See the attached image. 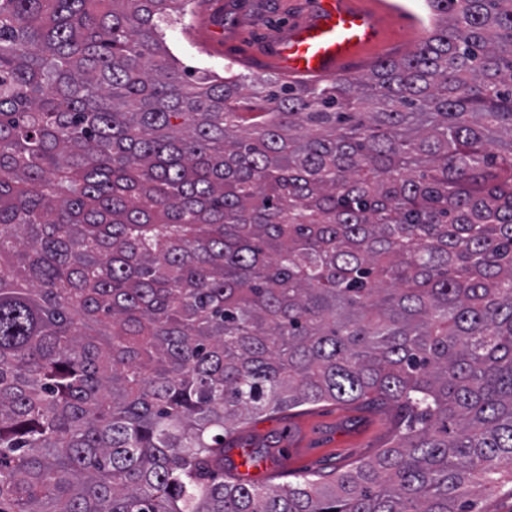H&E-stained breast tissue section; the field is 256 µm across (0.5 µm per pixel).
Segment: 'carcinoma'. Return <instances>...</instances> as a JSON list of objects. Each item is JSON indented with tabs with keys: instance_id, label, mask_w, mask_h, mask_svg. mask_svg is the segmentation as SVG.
<instances>
[{
	"instance_id": "1",
	"label": "carcinoma",
	"mask_w": 512,
	"mask_h": 512,
	"mask_svg": "<svg viewBox=\"0 0 512 512\" xmlns=\"http://www.w3.org/2000/svg\"><path fill=\"white\" fill-rule=\"evenodd\" d=\"M192 0H0V512H483L512 492V0L327 80L177 66ZM392 441L281 485L223 439ZM291 415L261 416L255 423L234 435L242 440L272 441L276 448H295L296 455L280 451L277 461L282 477L268 483L261 477L255 485L285 483L300 470L329 471L372 457L387 443L393 432L395 409L374 410L334 402L305 407ZM295 466V468H292Z\"/></svg>"
}]
</instances>
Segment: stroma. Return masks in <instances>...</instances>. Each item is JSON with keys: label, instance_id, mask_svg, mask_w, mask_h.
<instances>
[{"label": "stroma", "instance_id": "obj_1", "mask_svg": "<svg viewBox=\"0 0 512 512\" xmlns=\"http://www.w3.org/2000/svg\"><path fill=\"white\" fill-rule=\"evenodd\" d=\"M313 0H195L196 15H210L219 44L206 46L193 28L166 27L165 40L190 70L223 72L234 64L248 76L277 74L265 61L267 44L279 39L289 23L310 13ZM355 8L375 15L377 35L366 47L370 63L398 59L424 35L426 0H352ZM393 409L374 410L326 402L288 414L260 417L243 429V440L278 442L276 464L282 474L295 470H331L372 457L393 432Z\"/></svg>", "mask_w": 512, "mask_h": 512}]
</instances>
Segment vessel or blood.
Listing matches in <instances>:
<instances>
[{"label": "vessel or blood", "mask_w": 512, "mask_h": 512, "mask_svg": "<svg viewBox=\"0 0 512 512\" xmlns=\"http://www.w3.org/2000/svg\"><path fill=\"white\" fill-rule=\"evenodd\" d=\"M374 30L373 19L350 0H314L311 15L291 25L270 56L287 77L327 79L344 64L361 61Z\"/></svg>", "instance_id": "vessel-or-blood-1"}]
</instances>
